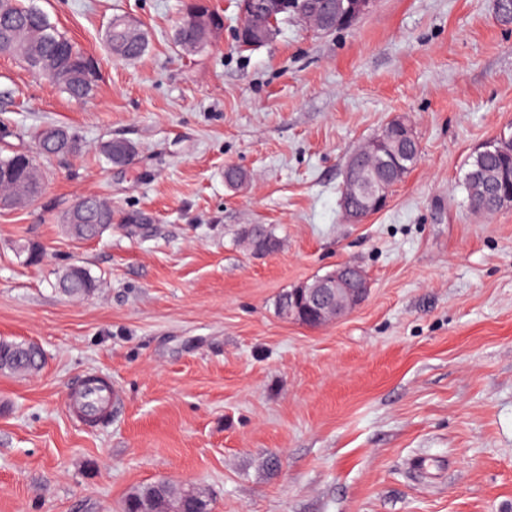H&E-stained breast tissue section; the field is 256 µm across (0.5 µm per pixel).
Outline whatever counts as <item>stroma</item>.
<instances>
[{"label":"stroma","mask_w":512,"mask_h":512,"mask_svg":"<svg viewBox=\"0 0 512 512\" xmlns=\"http://www.w3.org/2000/svg\"><path fill=\"white\" fill-rule=\"evenodd\" d=\"M37 3L100 81L73 100L0 54V152L52 124L85 145L0 209V340L45 354L36 376L0 373V512H122L161 479L212 512H512V208L475 213L463 186L469 155L512 134L495 0H377L349 29L289 20L249 49L240 0H210L224 30L197 54L173 42L185 0ZM115 16L147 31L141 59L107 53ZM397 117L422 161L349 223L344 162ZM111 139L135 146L128 166L104 159ZM84 196L116 222L76 242L60 218ZM245 224L280 249L252 255ZM74 264L93 294L58 291ZM343 264L371 282L351 315H278Z\"/></svg>","instance_id":"obj_1"}]
</instances>
